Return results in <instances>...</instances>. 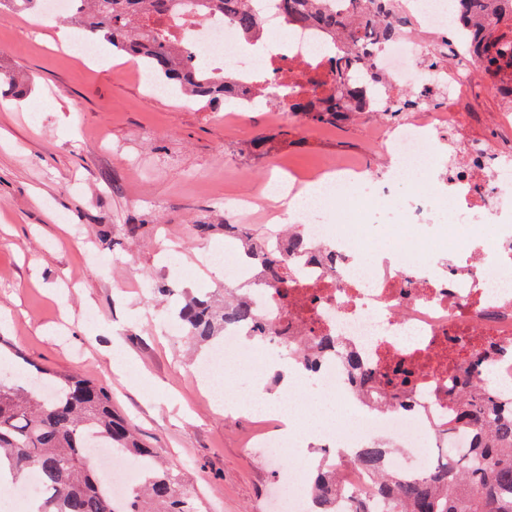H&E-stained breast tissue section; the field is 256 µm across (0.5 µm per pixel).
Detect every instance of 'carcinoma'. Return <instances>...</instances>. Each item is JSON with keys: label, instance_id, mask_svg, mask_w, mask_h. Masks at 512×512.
<instances>
[{"label": "carcinoma", "instance_id": "cac0c4a2", "mask_svg": "<svg viewBox=\"0 0 512 512\" xmlns=\"http://www.w3.org/2000/svg\"><path fill=\"white\" fill-rule=\"evenodd\" d=\"M361 0H349L347 12L333 9L336 0H285L281 18L288 28L316 25L325 36H339L346 55L336 69L335 82L325 100L296 104L316 123L332 124L342 116L369 111L366 86L352 76L362 67L374 77L373 55L393 41L409 23L396 12V0H381V14L369 19ZM451 26L455 33L480 23L477 54L492 80L512 86V0H452ZM2 13L43 14V0H0ZM185 13L221 16L247 37L262 30L260 13L251 0H74L70 19L85 36L127 55L145 66L156 79L195 97L213 99L216 89L232 88V74H217L176 40L164 21ZM420 98L397 95L383 110L394 119L416 108ZM242 253L251 259L249 283L261 288L272 282L288 288L289 271L300 235L287 243L277 236L254 238L239 230ZM243 292L224 305L211 298L186 302L177 313L186 337L213 343L224 333V321L255 326L257 311ZM0 466L13 473L12 484L28 485L36 479L38 512H201L197 498L147 446L135 428L112 409L109 388L77 372H47L21 354L0 355ZM484 391L474 392L469 382L458 390L456 429L472 441L467 455L436 473L424 472L400 482L382 476L378 497L352 498V512H512V407L500 404L488 379ZM102 444L140 467L125 499L117 502L104 486V476L89 460L90 449ZM386 448L371 442L351 461L371 473L382 468Z\"/></svg>", "mask_w": 512, "mask_h": 512}]
</instances>
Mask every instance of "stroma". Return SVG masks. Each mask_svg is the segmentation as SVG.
<instances>
[{
	"label": "stroma",
	"instance_id": "stroma-1",
	"mask_svg": "<svg viewBox=\"0 0 512 512\" xmlns=\"http://www.w3.org/2000/svg\"><path fill=\"white\" fill-rule=\"evenodd\" d=\"M64 29L54 15L0 16V73L31 88L0 100V337L49 371L107 385L202 512H267L287 464L248 447L256 425L236 398L266 380L268 407L295 410L302 451L313 457L322 454L319 433L343 424V409L312 384L280 398L270 368L283 352L273 346L269 370L233 372L222 407L210 405L174 306L156 289L212 293L232 281L199 263L223 251V232L200 239L192 226L223 223L225 195L252 192L277 156L309 167L359 160L358 190H372L391 167L367 138L376 115L332 126L296 112L278 125L250 112L241 130L217 118L215 103L157 95L111 48L97 63L54 51L49 41ZM120 224L142 231L130 240Z\"/></svg>",
	"mask_w": 512,
	"mask_h": 512
}]
</instances>
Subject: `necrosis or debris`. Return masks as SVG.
<instances>
[{
  "label": "necrosis or debris",
  "mask_w": 512,
  "mask_h": 512,
  "mask_svg": "<svg viewBox=\"0 0 512 512\" xmlns=\"http://www.w3.org/2000/svg\"><path fill=\"white\" fill-rule=\"evenodd\" d=\"M256 7L266 30L261 39L245 40L231 21L196 17L178 37L211 67L272 89L282 102L327 96L344 44L313 28L277 30V0H257ZM399 8L414 28L379 49L380 78L369 82V98L376 105L406 91L422 103L401 122H375L376 146L396 162L375 191L355 194L362 173L356 163L301 168L279 160L275 166L287 175V200H265L276 185L270 178L259 194L230 203L238 217L259 205L277 220L287 215L288 199L312 186L321 189L298 214L310 251L296 259L287 289L269 285L253 290L252 297L265 329L287 328L289 341L314 353L315 366L295 364V373L317 379L327 396L343 401L356 428L344 435V448L325 449L318 462L301 460L284 476L285 492L274 503L279 512H322L310 488L321 465L335 474L341 490L336 512H347L349 493L377 497V478L351 461L365 435H388L384 466L402 479L416 474L410 458L433 469L449 449L466 448V440L452 431L449 396L471 356L485 358L499 390L512 389V151L474 139L463 162L438 173L440 145L480 122L479 114L450 102L483 73L461 65L460 44L447 35L446 0H401ZM345 199L371 218L400 208L395 247L376 249L355 225L327 217L326 203ZM249 334L248 327L226 324L223 338L199 365L212 403L222 399L224 369L244 359L254 367L265 364L264 343L249 341ZM317 336L335 337L336 344L316 347ZM345 348L359 355L362 373L344 366ZM391 370L409 379L399 401L368 386V375Z\"/></svg>",
  "instance_id": "4bbe7bcc"
}]
</instances>
